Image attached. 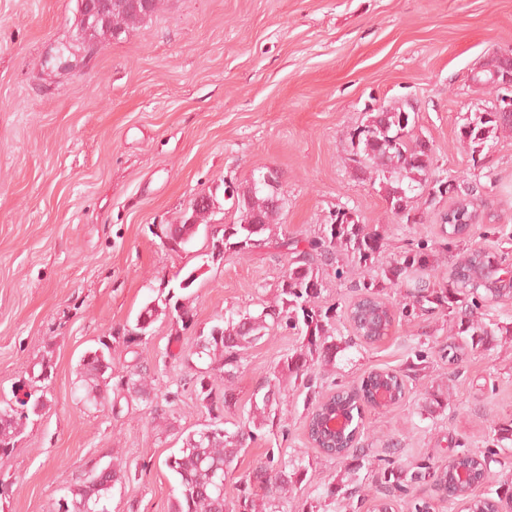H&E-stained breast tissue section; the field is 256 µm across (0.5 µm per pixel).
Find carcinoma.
Segmentation results:
<instances>
[{
    "instance_id": "cac0c4a2",
    "label": "carcinoma",
    "mask_w": 512,
    "mask_h": 512,
    "mask_svg": "<svg viewBox=\"0 0 512 512\" xmlns=\"http://www.w3.org/2000/svg\"><path fill=\"white\" fill-rule=\"evenodd\" d=\"M160 8V0H107L99 17L79 20V39L91 52L108 38L115 37L130 27L153 16ZM499 131H512V115L497 112H476L460 129L459 142L472 153H479L488 139ZM410 113L401 109H380L370 116L369 122L353 135V162L357 167L382 177V185L391 210L400 219L411 222L413 199L431 187L434 194H451L455 201L467 204L448 209L453 221H444L446 245L451 246L467 238L476 220L473 202L478 186L464 188L446 182L429 184L431 165L420 161L424 155L423 140L411 135ZM223 196L233 201L239 217L236 222L224 225V251L250 255L268 245L285 251L288 267L277 285L274 298L261 304L256 312L231 311L224 315V325L211 328L209 335L198 336L195 354L208 358L207 367L195 371L190 378L196 397L206 404L208 412L218 418L236 407L238 402L235 379L243 366L245 354L270 331L278 328L300 331L301 345L276 366L273 385L260 384L250 398L247 418L235 424V430L216 428L191 431L183 439L179 453L168 461L175 472L180 493L171 506V512H284L288 494L306 481L311 464L304 460L284 459L282 454L267 451L265 459L257 462L241 482L236 498L224 499V478L235 469V462L249 445L256 441L259 432L272 434L284 431L282 412L288 405L286 384L312 381V367L318 363L333 366L338 353L359 341L376 344L383 341L396 320V315L414 317L440 313L456 315L457 334L467 336L463 344L448 346V363L462 360L467 350L475 351L484 346L488 337L498 336L512 343V321L497 322L490 329L485 323L486 311L512 297L483 286V268L493 261L503 259L497 252L485 251L478 257L473 250L463 253L455 262L448 279L438 282L427 280L435 270L436 250L428 241L419 238L399 254L393 262L380 269L376 275L362 281L358 300L352 301L343 311V317L353 331L354 339L336 340L334 321L336 308L319 305L322 280L320 270L337 261L340 253L349 254L359 266L365 268L378 257L385 246V234L368 224H360L348 209H339L325 225L318 239L308 247L299 248V241L279 236L278 218L285 206L279 186L264 181L259 173L250 186L240 190L224 185ZM216 196L201 195L194 198L180 224L167 226L177 233H189V224H202L214 213ZM418 273L423 276L415 287L406 289L394 306L386 297L385 289L401 288L408 278ZM169 315L174 323L188 329L194 323L189 297L174 292L159 291L140 310L133 323L117 330V338L127 346H137L145 340L151 325L160 314ZM111 365V346L100 341L99 352L82 359V376L79 400L85 406L106 405L103 383L104 374ZM51 365L41 364V371L26 383V399L0 408V461L10 457L16 439L22 434L30 415H38L45 405L41 402L39 383L49 377ZM224 378V389L214 387L215 377ZM117 387L140 395H149L147 377L133 369L119 380ZM391 391V398L402 401L406 392L404 376L389 370H372L360 384L352 389H338L322 394L307 413L305 426L308 439L316 450L329 458L347 462L349 479L334 480L322 486L319 498L353 500L360 493L355 474L368 456L367 449L358 445L348 447L350 437L335 439L322 434L321 422L327 416L351 413L359 417L365 406L381 407L378 393ZM495 461L492 448L477 454L460 451L445 466H436L423 460L410 467H387L382 473L385 493L372 501L373 512H428L429 501L414 494L416 486L428 479L438 497L451 503L469 501L468 512H486L490 501L503 502L501 494L492 498L479 495L490 464ZM464 468L473 473L471 485H457L448 480V472ZM129 478L128 470L121 463L105 466L90 462L85 478L77 483L78 492L67 498L66 512H108L105 497L112 487Z\"/></svg>"
}]
</instances>
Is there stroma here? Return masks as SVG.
Segmentation results:
<instances>
[{
  "label": "stroma",
  "instance_id": "1",
  "mask_svg": "<svg viewBox=\"0 0 512 512\" xmlns=\"http://www.w3.org/2000/svg\"><path fill=\"white\" fill-rule=\"evenodd\" d=\"M161 3L96 51H77L74 68L61 72L49 58L74 39L76 0H0V401L13 402L15 386L51 364L46 408L29 417L0 462V482L11 487L5 512H52L91 458L148 464L111 489L109 512H170L178 483L165 461L188 432L212 421L189 382L200 365L196 338L225 312L259 309L287 268L272 248L246 257L230 251L223 265H205L201 231L187 244H164L158 229L181 223L193 198L228 181L247 187L273 170L288 236L314 239L345 208L359 223L388 227L382 261L408 239L440 241L451 196L416 198L415 223L401 226L376 175L352 160V137L371 112L411 107L412 133L431 148L432 175L481 186L465 247L512 253V134L500 133L476 158L458 141L469 113L506 93L479 80L477 69L512 51V0ZM339 266L341 278L322 269L321 300L342 309L363 276L351 256L340 255ZM191 272L189 330L176 332L162 315L137 350L113 338L160 287ZM455 331L449 316H400L381 344L349 348L335 366L314 368L324 387H351L371 369L405 368L418 343L433 348L404 401L363 412L370 455L358 477L368 496L383 490L380 460L444 465L460 450L491 447V426L512 420V347L493 345L451 364ZM174 333L177 357L169 354ZM103 339L112 355L105 394L119 403L117 414L74 396L83 356ZM298 343L279 330L248 350L227 422L246 415L256 386ZM136 364L149 398L116 387ZM438 386L451 389L447 407L425 411V392ZM176 389L179 399L166 402ZM307 395L302 386L289 391L285 435L246 449L224 482L226 497L270 448L311 461L297 501H316L319 485L339 474L342 463L307 441Z\"/></svg>",
  "mask_w": 512,
  "mask_h": 512
}]
</instances>
